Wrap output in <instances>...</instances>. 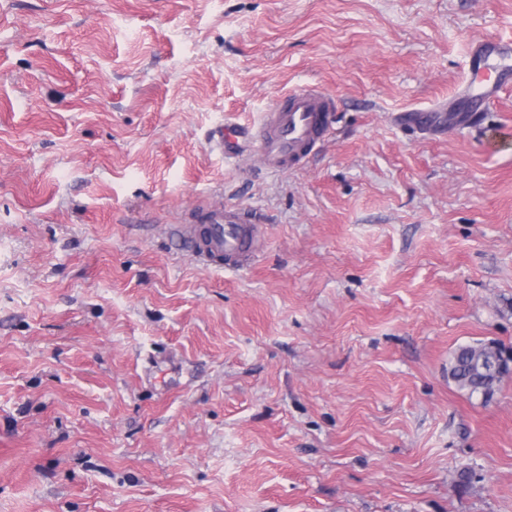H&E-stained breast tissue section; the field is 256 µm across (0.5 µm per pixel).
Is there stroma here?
<instances>
[{
    "label": "stroma",
    "instance_id": "35a3bbf8",
    "mask_svg": "<svg viewBox=\"0 0 512 512\" xmlns=\"http://www.w3.org/2000/svg\"><path fill=\"white\" fill-rule=\"evenodd\" d=\"M512 0H0V512H512ZM316 85L299 169L250 137ZM226 149L211 142L221 128ZM258 224L206 269L179 225ZM512 72V44L481 45L473 54L466 93L476 104L482 105ZM512 347H507L496 341L478 345L460 346L455 352L449 368V377L455 382L461 390H466L469 395L473 396L481 394L484 398L491 397L501 379L512 373L511 369L504 370L495 381H491L488 385H479L476 381L475 374L471 370V363L474 360L489 361L491 359H500L511 361ZM506 357V358H505Z\"/></svg>",
    "mask_w": 512,
    "mask_h": 512
}]
</instances>
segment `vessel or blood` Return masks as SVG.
Returning a JSON list of instances; mask_svg holds the SVG:
<instances>
[{
	"label": "vessel or blood",
	"instance_id": "b4317fda",
	"mask_svg": "<svg viewBox=\"0 0 512 512\" xmlns=\"http://www.w3.org/2000/svg\"><path fill=\"white\" fill-rule=\"evenodd\" d=\"M512 74V44H485L473 54L466 93L483 104ZM336 100L316 87L288 93L272 103L257 130L263 166L284 172L300 165L333 126ZM256 227L244 213L218 209L204 226L184 224L180 232L194 255L215 267L238 269L253 258Z\"/></svg>",
	"mask_w": 512,
	"mask_h": 512
}]
</instances>
